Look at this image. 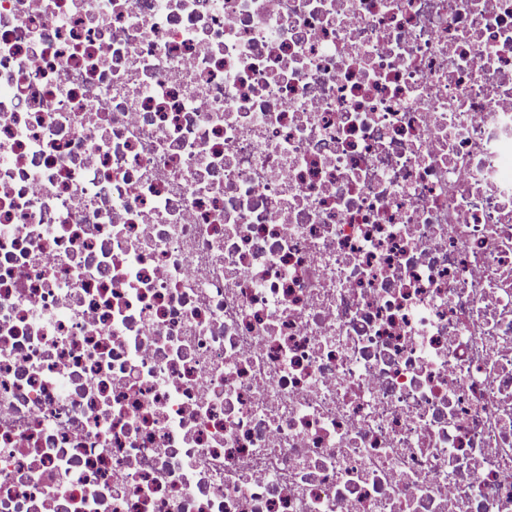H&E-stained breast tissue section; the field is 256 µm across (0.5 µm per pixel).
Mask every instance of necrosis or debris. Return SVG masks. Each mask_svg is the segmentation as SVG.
<instances>
[{
  "instance_id": "1",
  "label": "necrosis or debris",
  "mask_w": 512,
  "mask_h": 512,
  "mask_svg": "<svg viewBox=\"0 0 512 512\" xmlns=\"http://www.w3.org/2000/svg\"><path fill=\"white\" fill-rule=\"evenodd\" d=\"M0 512H512V0H0Z\"/></svg>"
}]
</instances>
